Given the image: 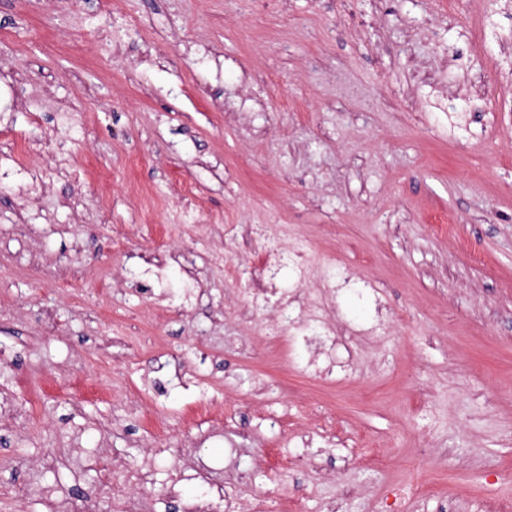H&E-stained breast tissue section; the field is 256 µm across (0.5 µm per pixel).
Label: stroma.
Returning <instances> with one entry per match:
<instances>
[{"mask_svg": "<svg viewBox=\"0 0 512 512\" xmlns=\"http://www.w3.org/2000/svg\"><path fill=\"white\" fill-rule=\"evenodd\" d=\"M511 101L512 0H0V403L26 415L0 423V512H42L17 491L45 454L90 512H123L114 461L150 458L152 512L202 495L168 476L177 445L224 458L203 384L244 436L224 474L242 512L512 500ZM228 224L307 244L331 378L284 366L274 309L246 317L254 258ZM153 250L208 297L144 293ZM75 442L104 459L74 464Z\"/></svg>", "mask_w": 512, "mask_h": 512, "instance_id": "obj_1", "label": "stroma"}]
</instances>
